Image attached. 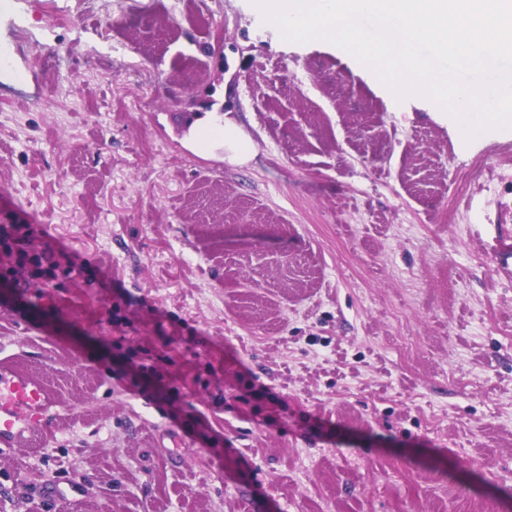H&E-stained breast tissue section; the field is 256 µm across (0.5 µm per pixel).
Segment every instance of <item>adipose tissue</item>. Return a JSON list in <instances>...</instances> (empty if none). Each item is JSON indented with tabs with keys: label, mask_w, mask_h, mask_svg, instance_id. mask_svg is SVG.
I'll list each match as a JSON object with an SVG mask.
<instances>
[{
	"label": "adipose tissue",
	"mask_w": 512,
	"mask_h": 512,
	"mask_svg": "<svg viewBox=\"0 0 512 512\" xmlns=\"http://www.w3.org/2000/svg\"><path fill=\"white\" fill-rule=\"evenodd\" d=\"M184 142L196 154L219 156L233 166L248 163L254 155L250 138L234 120L220 112L211 111L197 117Z\"/></svg>",
	"instance_id": "ef3b65f1"
}]
</instances>
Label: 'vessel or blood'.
Wrapping results in <instances>:
<instances>
[{
	"label": "vessel or blood",
	"instance_id": "vessel-or-blood-1",
	"mask_svg": "<svg viewBox=\"0 0 512 512\" xmlns=\"http://www.w3.org/2000/svg\"><path fill=\"white\" fill-rule=\"evenodd\" d=\"M48 407L49 395L42 382L19 371L0 370V443L38 424Z\"/></svg>",
	"mask_w": 512,
	"mask_h": 512
}]
</instances>
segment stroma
Returning <instances> with one entry per match:
<instances>
[{"label":"stroma","instance_id":"stroma-1","mask_svg":"<svg viewBox=\"0 0 512 512\" xmlns=\"http://www.w3.org/2000/svg\"><path fill=\"white\" fill-rule=\"evenodd\" d=\"M1 225L0 512H512V129L252 0H0ZM184 142L187 148L202 156L220 157L230 165L248 163L253 144L238 124L221 112H205L189 127ZM48 407L49 395L42 382L19 371L0 370V443L38 424Z\"/></svg>","mask_w":512,"mask_h":512}]
</instances>
